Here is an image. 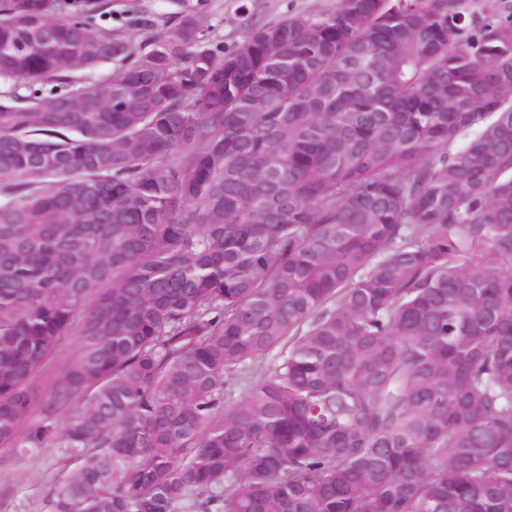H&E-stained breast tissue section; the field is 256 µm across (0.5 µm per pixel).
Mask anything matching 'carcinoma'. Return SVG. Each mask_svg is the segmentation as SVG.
<instances>
[{
  "label": "carcinoma",
  "instance_id": "1",
  "mask_svg": "<svg viewBox=\"0 0 512 512\" xmlns=\"http://www.w3.org/2000/svg\"><path fill=\"white\" fill-rule=\"evenodd\" d=\"M1 83L0 446L69 450L48 512H512V0L139 52L0 0ZM74 349L75 339L73 336H69L61 342L53 356L34 375L30 386L38 395L42 396L47 393L73 354ZM278 357V352L274 351L268 354L262 361H260L252 370L249 378L244 379H233L230 380L225 386L224 392V410H228L232 405L246 394L250 388V385L256 382L260 375L269 370L274 364Z\"/></svg>",
  "mask_w": 512,
  "mask_h": 512
}]
</instances>
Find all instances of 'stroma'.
Returning a JSON list of instances; mask_svg holds the SVG:
<instances>
[{"label": "stroma", "instance_id": "1", "mask_svg": "<svg viewBox=\"0 0 512 512\" xmlns=\"http://www.w3.org/2000/svg\"><path fill=\"white\" fill-rule=\"evenodd\" d=\"M90 24L111 29L140 48L186 14L196 16L209 43L230 49L252 24L277 22L294 13L333 11L337 0H90ZM73 466L60 446L18 454L0 447V512H47L51 486Z\"/></svg>", "mask_w": 512, "mask_h": 512}]
</instances>
